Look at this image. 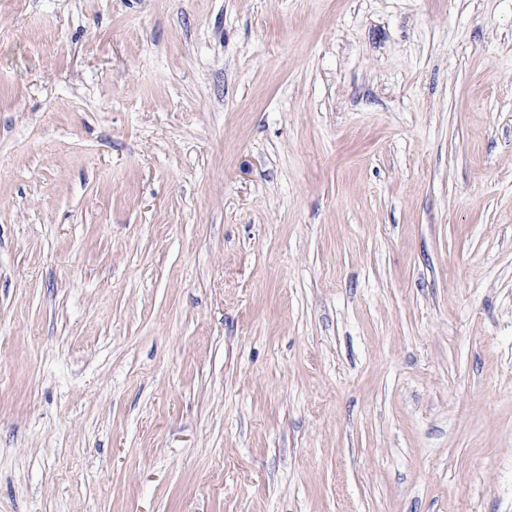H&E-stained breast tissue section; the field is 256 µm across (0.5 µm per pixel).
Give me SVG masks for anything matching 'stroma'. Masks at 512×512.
<instances>
[{"label": "stroma", "instance_id": "stroma-1", "mask_svg": "<svg viewBox=\"0 0 512 512\" xmlns=\"http://www.w3.org/2000/svg\"><path fill=\"white\" fill-rule=\"evenodd\" d=\"M0 512H512V0H0Z\"/></svg>", "mask_w": 512, "mask_h": 512}]
</instances>
